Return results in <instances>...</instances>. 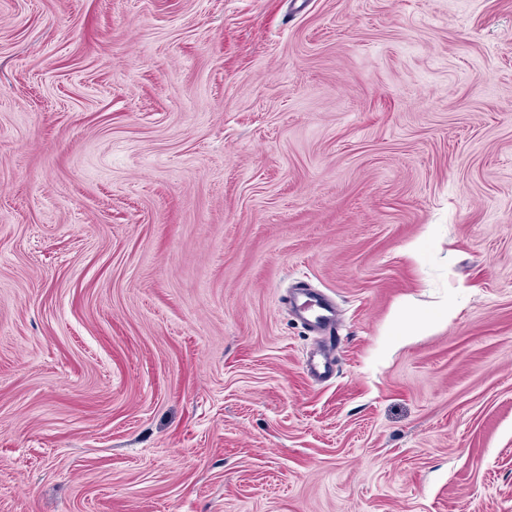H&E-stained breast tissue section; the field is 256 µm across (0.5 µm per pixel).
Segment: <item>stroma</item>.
Instances as JSON below:
<instances>
[{
    "instance_id": "35a3bbf8",
    "label": "stroma",
    "mask_w": 512,
    "mask_h": 512,
    "mask_svg": "<svg viewBox=\"0 0 512 512\" xmlns=\"http://www.w3.org/2000/svg\"><path fill=\"white\" fill-rule=\"evenodd\" d=\"M0 512H512V0H0ZM304 323L318 331L320 336H335L342 326V320L336 308L319 297L307 296L301 305Z\"/></svg>"
}]
</instances>
